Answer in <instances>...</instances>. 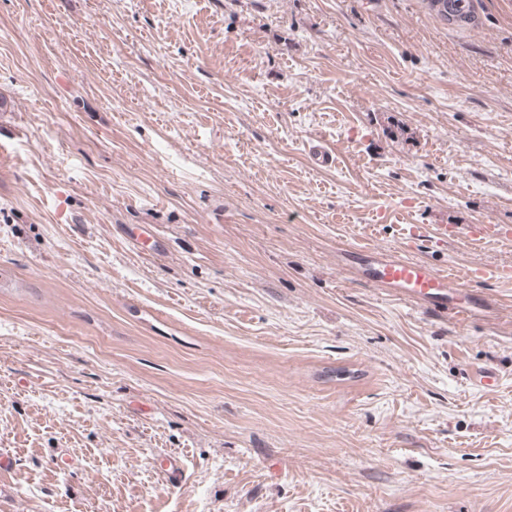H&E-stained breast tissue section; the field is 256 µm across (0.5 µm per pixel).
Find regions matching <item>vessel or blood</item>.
Here are the masks:
<instances>
[{"mask_svg": "<svg viewBox=\"0 0 512 512\" xmlns=\"http://www.w3.org/2000/svg\"><path fill=\"white\" fill-rule=\"evenodd\" d=\"M438 233L444 238L462 235L473 243L512 237L511 231L496 224H471L463 231L458 226L442 224ZM358 258L372 285L393 296L423 302L428 310L453 319L466 317L471 310L467 283L512 277L511 268L481 266L467 268L451 276L424 262L372 248L359 250Z\"/></svg>", "mask_w": 512, "mask_h": 512, "instance_id": "obj_1", "label": "vessel or blood"}]
</instances>
